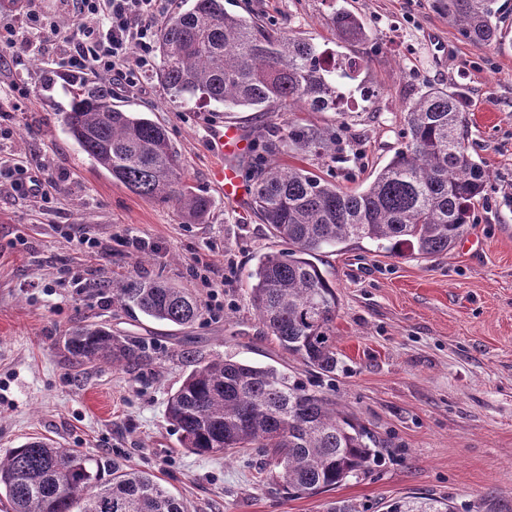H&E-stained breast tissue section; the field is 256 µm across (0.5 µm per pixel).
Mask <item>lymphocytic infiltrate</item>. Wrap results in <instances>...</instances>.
<instances>
[{"label":"lymphocytic infiltrate","instance_id":"1","mask_svg":"<svg viewBox=\"0 0 512 512\" xmlns=\"http://www.w3.org/2000/svg\"><path fill=\"white\" fill-rule=\"evenodd\" d=\"M79 19L71 28L46 27L27 11L30 28L14 26L0 13V65L13 62L19 46L46 55L52 73L79 77L115 76L137 91L143 75L157 65L155 21L168 13L170 0H72Z\"/></svg>","mask_w":512,"mask_h":512}]
</instances>
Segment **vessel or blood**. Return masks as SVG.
Segmentation results:
<instances>
[{"label": "vessel or blood", "mask_w": 512, "mask_h": 512, "mask_svg": "<svg viewBox=\"0 0 512 512\" xmlns=\"http://www.w3.org/2000/svg\"><path fill=\"white\" fill-rule=\"evenodd\" d=\"M212 138L219 147L221 161L212 170L213 183L223 192L225 200L240 203L247 200L250 189L241 177L238 162L250 151V141L234 123L215 127Z\"/></svg>", "instance_id": "vessel-or-blood-1"}]
</instances>
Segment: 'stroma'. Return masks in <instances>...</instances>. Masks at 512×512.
Segmentation results:
<instances>
[{
  "label": "stroma",
  "instance_id": "1",
  "mask_svg": "<svg viewBox=\"0 0 512 512\" xmlns=\"http://www.w3.org/2000/svg\"><path fill=\"white\" fill-rule=\"evenodd\" d=\"M497 4L503 41L485 46L464 39L437 0H224L227 11L371 61L368 98L347 106L352 118L340 157L290 148L279 156L284 165L347 190L362 187L401 148L410 100L430 85L466 97L469 151L487 173L469 232L427 259L364 242L319 256L338 297V365L330 378L306 370L266 336L248 301L247 274L279 244L250 204L225 201L209 180L215 127L234 122L250 140H276L286 132L284 117L172 104L155 71L137 93L113 88V106L167 128L189 185L210 199L205 220L188 224L87 157L62 124L69 81L45 84L43 63L17 49L16 62L0 70V165L41 167L59 191L46 203L0 178V456L48 439L154 472L188 512H322V498L291 499L260 485L245 458L180 448L165 408L186 373L180 352L191 349L297 375L333 394L385 441L387 455L372 473L337 487L331 498L359 512H383L385 502L406 496L442 499L454 512H512V0ZM340 9L361 19L367 42L337 46L331 18ZM18 77L30 91L20 102L9 92ZM67 224L99 238L95 254L62 235ZM130 233L149 249L128 248ZM197 263L223 282L224 311L204 313L191 328L112 301L111 283L130 276L206 299L190 273ZM74 272L85 289L72 285ZM80 319L140 337L151 365L73 371L59 341Z\"/></svg>",
  "mask_w": 512,
  "mask_h": 512
}]
</instances>
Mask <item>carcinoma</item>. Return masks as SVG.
<instances>
[{
  "instance_id": "1",
  "label": "carcinoma",
  "mask_w": 512,
  "mask_h": 512,
  "mask_svg": "<svg viewBox=\"0 0 512 512\" xmlns=\"http://www.w3.org/2000/svg\"><path fill=\"white\" fill-rule=\"evenodd\" d=\"M448 22L469 41L502 39L495 0H439ZM336 39L361 43L367 32L346 11L332 17ZM159 75L172 103L199 96L217 108L288 113L280 144L264 146L251 206L287 248L260 255L249 302L266 335L324 376L336 372V287L316 263L328 247L367 242L430 258L468 231L486 175L468 150L463 96L431 87L406 105L404 146L358 191L278 160L284 147L336 159L334 126H310L301 112L346 117L341 100L365 58L339 63L311 39L271 30L256 17L231 14L224 0H193L158 34ZM63 123L112 179L131 192L177 209L196 224L210 200L185 180L181 154L158 122L112 107L104 84L76 82ZM155 321L187 328L202 315L186 288L140 277L112 294ZM74 369L110 363L149 365L144 344L97 323L79 321L61 340ZM187 372L167 402L181 447L198 455H255L259 482L287 497L313 498L371 473L383 444L336 402L273 367L181 352ZM6 512H186L160 480L108 458L91 459L45 440L0 458ZM386 512H453L445 500L406 497Z\"/></svg>"
}]
</instances>
